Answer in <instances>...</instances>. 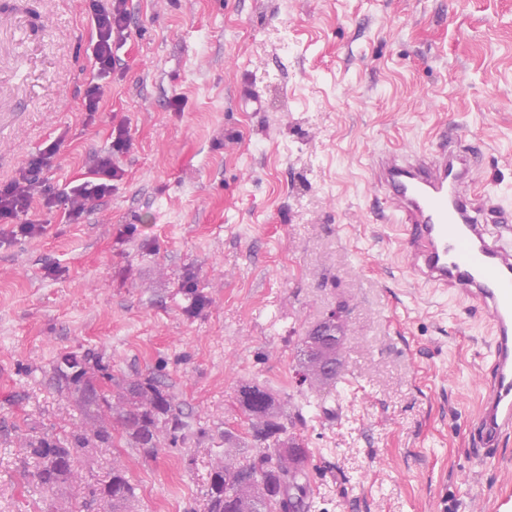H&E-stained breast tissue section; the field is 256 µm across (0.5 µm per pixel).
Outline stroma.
<instances>
[{
  "instance_id": "stroma-1",
  "label": "stroma",
  "mask_w": 512,
  "mask_h": 512,
  "mask_svg": "<svg viewBox=\"0 0 512 512\" xmlns=\"http://www.w3.org/2000/svg\"><path fill=\"white\" fill-rule=\"evenodd\" d=\"M126 7L91 118L86 0H0V182L53 142L54 192L98 155L124 172L80 222L37 200L16 222L43 234L0 223V512H80L116 464L136 488L126 512H202L212 467L253 444L248 383L307 445L312 512H512V435L486 465L468 447L489 329L411 280L372 174L379 152L426 154L454 128L482 150L473 194L512 208V0ZM341 306L327 388L300 348ZM88 349L115 381L157 378L184 427L154 449L117 436L45 495L25 448L84 427L52 368Z\"/></svg>"
}]
</instances>
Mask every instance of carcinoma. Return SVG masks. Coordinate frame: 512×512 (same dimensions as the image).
<instances>
[{
  "instance_id": "1",
  "label": "carcinoma",
  "mask_w": 512,
  "mask_h": 512,
  "mask_svg": "<svg viewBox=\"0 0 512 512\" xmlns=\"http://www.w3.org/2000/svg\"><path fill=\"white\" fill-rule=\"evenodd\" d=\"M53 377L60 389L78 396L83 412L109 408L106 385L112 383V372L101 355L91 350L65 354L53 365ZM126 394L130 401L120 413V427L136 444L155 448L162 429L176 430L181 426L171 396L155 378L147 376L124 382L121 395ZM238 402L250 421L253 441L260 448L210 472L204 512H290L288 493L293 487L302 492L300 502L310 508L306 484L308 454L296 459L283 452L297 438L288 437L278 399L263 387L245 385L239 390ZM113 443L112 428L106 425L62 438L46 435L30 441L27 453L39 463L32 474L33 483L46 494L71 477L78 457ZM246 472L259 473L261 481L248 492H238L234 479ZM91 494L94 498L110 494L112 505L116 506L134 498L135 487L125 469L114 466L109 480L92 489Z\"/></svg>"
}]
</instances>
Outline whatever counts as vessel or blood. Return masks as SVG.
Here are the masks:
<instances>
[{
    "label": "vessel or blood",
    "instance_id": "b4317fda",
    "mask_svg": "<svg viewBox=\"0 0 512 512\" xmlns=\"http://www.w3.org/2000/svg\"><path fill=\"white\" fill-rule=\"evenodd\" d=\"M470 146L441 145L425 155L379 153L373 175L391 215L404 226L402 250L411 276L454 289L491 326L492 390L469 435L479 448L512 433V219L491 235L471 193Z\"/></svg>",
    "mask_w": 512,
    "mask_h": 512
}]
</instances>
